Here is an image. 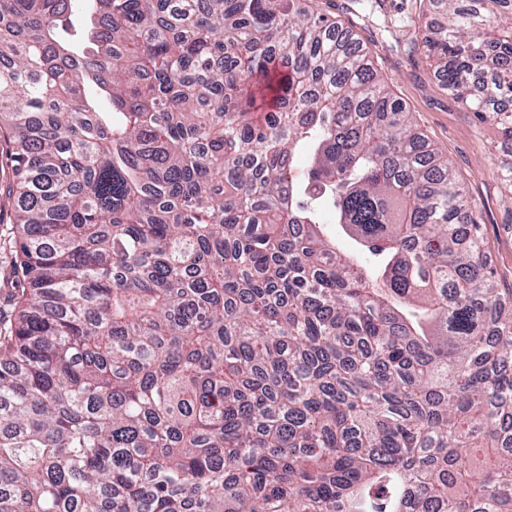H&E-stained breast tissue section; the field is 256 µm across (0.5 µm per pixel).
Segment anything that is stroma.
Here are the masks:
<instances>
[{
	"instance_id": "stroma-1",
	"label": "stroma",
	"mask_w": 512,
	"mask_h": 512,
	"mask_svg": "<svg viewBox=\"0 0 512 512\" xmlns=\"http://www.w3.org/2000/svg\"><path fill=\"white\" fill-rule=\"evenodd\" d=\"M310 12L341 22L370 47L373 66L410 112L432 147L448 159L461 187L477 205V220L498 288H512V187L501 176L512 141L493 120H478L434 77L423 50L409 51L423 34V0H306ZM14 208L9 177L0 170V325L14 319L8 278L14 262Z\"/></svg>"
}]
</instances>
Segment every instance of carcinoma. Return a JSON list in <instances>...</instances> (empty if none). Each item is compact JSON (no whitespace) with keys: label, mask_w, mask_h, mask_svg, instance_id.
<instances>
[{"label":"carcinoma","mask_w":512,"mask_h":512,"mask_svg":"<svg viewBox=\"0 0 512 512\" xmlns=\"http://www.w3.org/2000/svg\"><path fill=\"white\" fill-rule=\"evenodd\" d=\"M426 2L511 140L512 0ZM371 56L301 0H0V512H512V289ZM8 173L0 167V320L1 331L14 320L15 294L8 273L14 262V208ZM9 277V278H8Z\"/></svg>","instance_id":"cac0c4a2"}]
</instances>
